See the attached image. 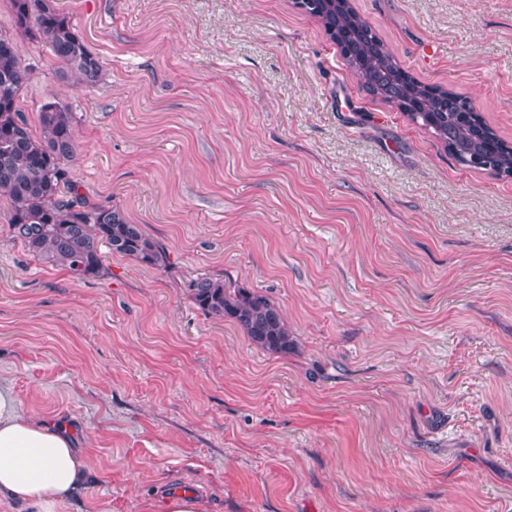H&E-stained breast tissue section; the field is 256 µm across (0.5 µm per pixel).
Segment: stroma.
Listing matches in <instances>:
<instances>
[{
	"label": "stroma",
	"instance_id": "stroma-1",
	"mask_svg": "<svg viewBox=\"0 0 512 512\" xmlns=\"http://www.w3.org/2000/svg\"><path fill=\"white\" fill-rule=\"evenodd\" d=\"M102 65L61 77L0 0L29 79L69 104L79 194L164 266L72 279L0 196V381L72 423L93 471L67 512H512V177L458 165L363 91L298 0H56ZM418 81L512 145V0H350ZM270 297L296 340L251 345L191 301ZM162 504L163 512H205L203 502L190 491L166 495Z\"/></svg>",
	"mask_w": 512,
	"mask_h": 512
}]
</instances>
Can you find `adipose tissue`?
I'll return each instance as SVG.
<instances>
[{
  "label": "adipose tissue",
  "instance_id": "obj_1",
  "mask_svg": "<svg viewBox=\"0 0 512 512\" xmlns=\"http://www.w3.org/2000/svg\"><path fill=\"white\" fill-rule=\"evenodd\" d=\"M73 432L25 415L12 391L0 387V499L31 512H63L88 472Z\"/></svg>",
  "mask_w": 512,
  "mask_h": 512
}]
</instances>
